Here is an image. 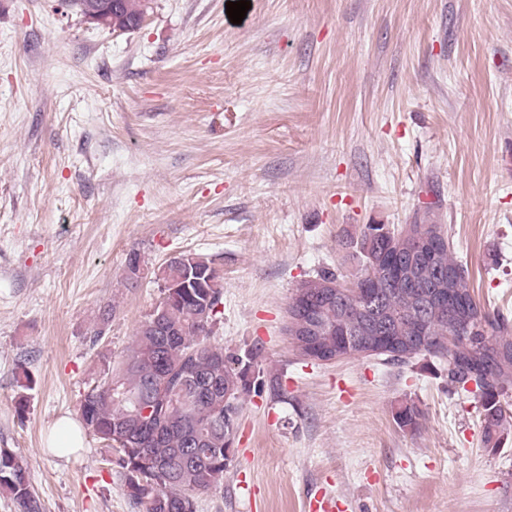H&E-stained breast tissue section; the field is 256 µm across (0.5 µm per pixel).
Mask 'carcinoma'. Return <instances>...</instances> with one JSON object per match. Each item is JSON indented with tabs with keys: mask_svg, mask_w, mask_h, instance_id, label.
<instances>
[{
	"mask_svg": "<svg viewBox=\"0 0 512 512\" xmlns=\"http://www.w3.org/2000/svg\"><path fill=\"white\" fill-rule=\"evenodd\" d=\"M148 0H121L128 22L141 21ZM361 263L360 273L379 254L398 252L410 256L411 246L398 229L388 224H366L353 241ZM453 271L452 297L480 316L493 338L477 332L459 338L448 307L420 309L418 297L440 271ZM163 283V297L140 322L132 344L117 362L105 360L100 380L83 396L79 413L83 428L111 452V470L128 497L142 512H196L200 495L224 483L236 453L238 419L244 400L267 390L284 395L281 380L266 377L262 369L263 346L255 343L240 351H227L211 343L223 304L221 275L214 263L195 253H181L153 270ZM332 270H322L302 281L288 302L308 300L319 309L324 330L319 346L340 349L343 334L355 318L354 309L336 306L326 295L325 283L336 282ZM345 288L360 286L388 314L392 339L410 340L420 327L428 340L398 355H383L388 363H404L428 353L448 359V375L464 385L479 373L485 442L497 444L506 430L508 410L501 403L512 388V327L492 320L482 311L468 285V270L448 247L435 250V258L416 260L415 280L373 271L365 282L355 277ZM456 340L448 342V337ZM421 412L410 404L396 413L400 427L414 430ZM0 489L9 493L18 512H40L29 481L24 457L0 448Z\"/></svg>",
	"mask_w": 512,
	"mask_h": 512,
	"instance_id": "cac0c4a2",
	"label": "carcinoma"
}]
</instances>
